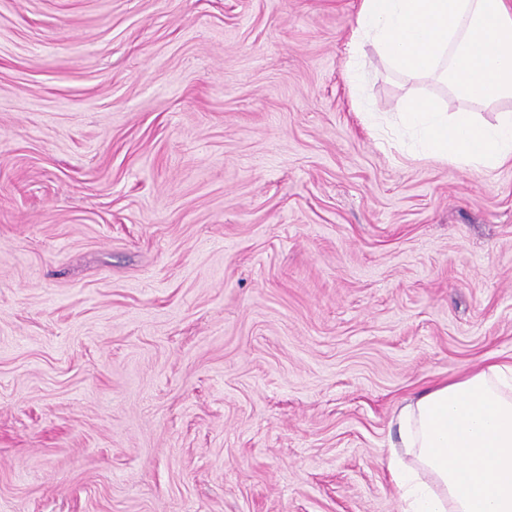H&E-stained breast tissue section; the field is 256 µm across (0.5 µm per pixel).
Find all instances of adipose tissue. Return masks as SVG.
I'll return each instance as SVG.
<instances>
[{"instance_id": "adipose-tissue-1", "label": "adipose tissue", "mask_w": 512, "mask_h": 512, "mask_svg": "<svg viewBox=\"0 0 512 512\" xmlns=\"http://www.w3.org/2000/svg\"><path fill=\"white\" fill-rule=\"evenodd\" d=\"M388 469L401 512H512V365L435 385L402 405Z\"/></svg>"}]
</instances>
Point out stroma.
Wrapping results in <instances>:
<instances>
[{
	"mask_svg": "<svg viewBox=\"0 0 512 512\" xmlns=\"http://www.w3.org/2000/svg\"><path fill=\"white\" fill-rule=\"evenodd\" d=\"M359 2L0 0V512H400L398 409L512 361V160L363 121Z\"/></svg>",
	"mask_w": 512,
	"mask_h": 512,
	"instance_id": "stroma-1",
	"label": "stroma"
}]
</instances>
